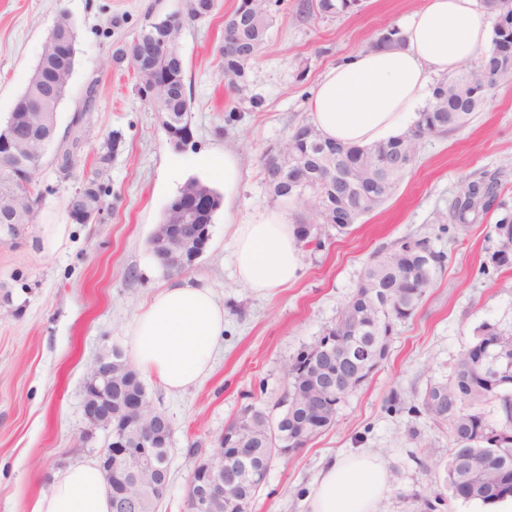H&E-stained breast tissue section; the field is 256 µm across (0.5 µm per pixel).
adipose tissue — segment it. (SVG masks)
I'll use <instances>...</instances> for the list:
<instances>
[{
    "mask_svg": "<svg viewBox=\"0 0 512 512\" xmlns=\"http://www.w3.org/2000/svg\"><path fill=\"white\" fill-rule=\"evenodd\" d=\"M491 16L477 0H424L398 30L397 48L370 47L327 69L309 99L312 127L325 139L365 146L399 134L418 120L433 77L454 72L485 46ZM239 283L265 295L299 277L300 242L288 213L268 209L235 224ZM224 334V305L201 279L183 278L158 291L129 328L133 362L171 392L211 369ZM387 472L372 451L328 462L307 497V512H377ZM33 512H112L96 463L70 467Z\"/></svg>",
    "mask_w": 512,
    "mask_h": 512,
    "instance_id": "adipose-tissue-1",
    "label": "adipose tissue"
}]
</instances>
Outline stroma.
Wrapping results in <instances>:
<instances>
[{"label":"stroma","instance_id":"35a3bbf8","mask_svg":"<svg viewBox=\"0 0 512 512\" xmlns=\"http://www.w3.org/2000/svg\"><path fill=\"white\" fill-rule=\"evenodd\" d=\"M302 0H272L275 16L262 55L239 87L220 70L224 16L238 0L185 23L179 51L192 100L190 144H169L161 119L135 90L132 70L112 60L115 44L174 13L188 0H0V124L5 123L37 64L60 13L77 32L68 98L57 114V134L68 142L87 86L96 91L71 168L47 157L35 181L43 194L36 223L0 224V512H32L56 476L96 458L101 439L82 442L83 385L98 355L128 352L127 332L151 297L171 277L147 241L167 205L192 178L224 189V165L236 181L225 209L214 215L211 239L189 276L202 279L224 305V337L209 375L185 391H166L158 378L142 381L154 406L172 421L170 482L157 512H186L185 491L195 450L211 453L225 427L246 405L273 409L285 370L297 353L334 325L370 257L396 241L429 237L447 262L412 318L398 324L388 353L370 378L340 404L335 425L277 460L252 512H305V499L331 458L363 448L377 453L390 489L378 512H486L483 504L454 499L441 480L452 447L445 429L420 405L430 383L447 378L475 328L484 323L512 332V267L482 273L496 247L493 231L512 213V85L493 89L464 128L423 141L418 160L381 208L321 248L300 255L299 277L259 296L242 288L233 263V225L274 208L263 157L296 128L308 124L307 102L329 67L370 47L398 27L423 0H362L358 12L304 17ZM238 118L227 122L229 112ZM121 142L98 183L108 205L100 222H71L68 195L96 166L111 133ZM494 182L496 204L476 223L439 224L452 213L465 185ZM61 224L55 252H43L38 231ZM400 395L404 408H391Z\"/></svg>","mask_w":512,"mask_h":512}]
</instances>
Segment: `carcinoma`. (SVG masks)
I'll return each mask as SVG.
<instances>
[{
    "mask_svg": "<svg viewBox=\"0 0 512 512\" xmlns=\"http://www.w3.org/2000/svg\"><path fill=\"white\" fill-rule=\"evenodd\" d=\"M482 7L494 18L511 13L512 0H481ZM360 7V0H308V13L320 16H338L352 13ZM215 0H190L187 19L194 20L210 14ZM255 25L242 23L236 32L239 41L256 40L263 47L273 25V15L266 3L255 6ZM185 68L175 69L174 84L180 96L172 103V111L179 123H187L191 99L183 92ZM512 82V24L495 25L491 45L480 58L477 70L466 67L438 81L432 98L420 112L415 125L408 131L385 142L371 145V149L386 154L392 150L407 153L410 165H415L423 139L442 136L465 127L484 105L487 91L500 84ZM345 154L336 158V168L349 177L353 199L348 202L353 211V223L381 207L398 189L406 170L395 171L380 163L353 164L363 152L361 148H344ZM272 197L283 203L294 200L295 188L282 187L267 180ZM495 199L494 184L471 182L464 191V202L455 206L451 218L465 225L476 221L486 207L474 205L483 197ZM316 215L301 216L298 235L306 247L320 248L331 225L315 224ZM497 248L491 253L489 264L499 270L512 266V217L504 216L494 224ZM446 255L436 250L425 238L407 237L389 251L374 255L364 270L363 278L370 288L357 290L347 300L340 317L356 315L359 328L355 336L340 335V324L330 328L340 338L332 355H317L315 347L301 350L297 356V372L291 380L285 397L280 401V413L259 408L257 413L245 410L230 423L240 429L243 447L256 449L248 466L231 458L232 451H224L227 464L236 474L235 484L224 492L212 512H239L237 504L246 498H256V486L266 479L280 449L293 450L303 442L295 440L299 430H310L315 438L331 428L345 395L319 385L312 376L315 357L324 366L336 370L347 365L359 378L368 379L377 365L366 363L364 349L378 342H387L394 326L411 318L425 293L422 285L432 282L445 267ZM498 328L484 323L474 330L472 341L460 352L448 379L427 386L423 395V409L436 424L448 428L453 451L445 466V486L453 497L463 501L491 504L512 494V444L498 445V441H512V384L503 385L494 378L489 361V344ZM112 358L125 363V371L112 380L113 419L124 424L128 407L146 388L140 373L125 362L123 353L112 350Z\"/></svg>",
    "mask_w": 512,
    "mask_h": 512,
    "instance_id": "obj_1",
    "label": "carcinoma"
}]
</instances>
